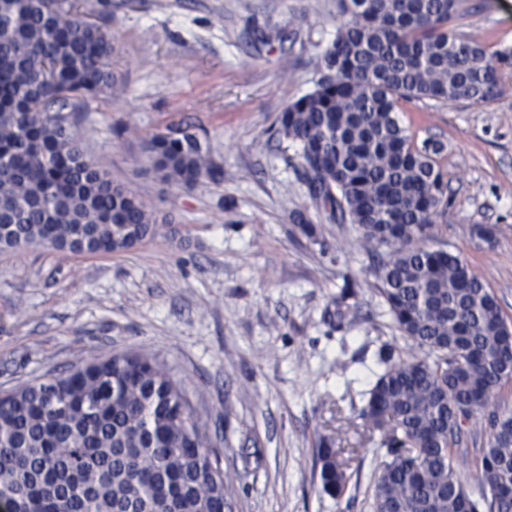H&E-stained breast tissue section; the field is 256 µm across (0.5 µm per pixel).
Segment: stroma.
Instances as JSON below:
<instances>
[{
  "instance_id": "35a3bbf8",
  "label": "stroma",
  "mask_w": 512,
  "mask_h": 512,
  "mask_svg": "<svg viewBox=\"0 0 512 512\" xmlns=\"http://www.w3.org/2000/svg\"><path fill=\"white\" fill-rule=\"evenodd\" d=\"M112 36L111 96L89 100L88 157L164 218L167 233L120 254L37 246L0 252V391L95 356L150 353L175 371L208 425L232 512H372L379 459L347 427L379 372L407 347L356 226L317 210L293 149L270 142L280 112L315 87L336 0H78ZM456 34L512 44V0H467ZM415 141L444 145L447 223L436 244L486 277L512 321V80L491 105L403 104ZM181 122L216 172L178 190L142 174L145 134ZM314 228L305 235L296 217ZM495 229L493 242L472 234ZM351 284L359 307L338 321ZM355 449V486L322 493L316 439Z\"/></svg>"
}]
</instances>
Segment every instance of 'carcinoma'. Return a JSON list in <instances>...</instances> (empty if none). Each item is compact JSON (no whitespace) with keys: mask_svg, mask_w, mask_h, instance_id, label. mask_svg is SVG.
Wrapping results in <instances>:
<instances>
[{"mask_svg":"<svg viewBox=\"0 0 512 512\" xmlns=\"http://www.w3.org/2000/svg\"><path fill=\"white\" fill-rule=\"evenodd\" d=\"M463 0H338L315 88L269 138L296 150L310 198L357 226L395 327L356 410L381 455L372 512H512V327L485 279L428 242L445 224L448 181L396 117L402 102L487 105L512 70L448 23ZM112 36L68 0H0V250L120 253L159 231L156 209L85 153L77 114L112 94ZM143 170L189 188L214 173L190 128L145 135ZM468 434L487 446L460 447ZM316 445L321 491L349 488L351 458ZM476 464L480 499L459 473ZM228 478L181 380L156 355L113 354L0 392V492L19 512H225Z\"/></svg>","mask_w":512,"mask_h":512,"instance_id":"obj_1","label":"carcinoma"}]
</instances>
